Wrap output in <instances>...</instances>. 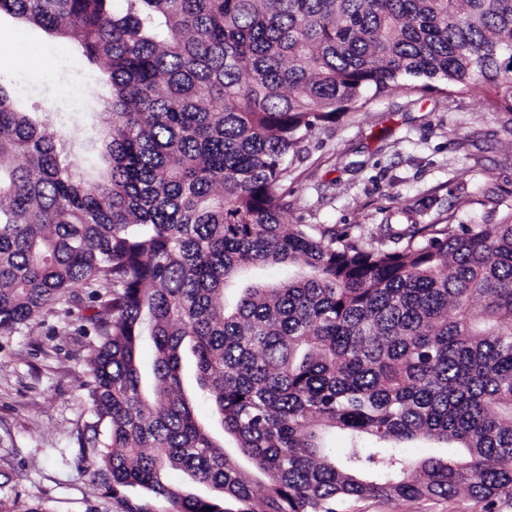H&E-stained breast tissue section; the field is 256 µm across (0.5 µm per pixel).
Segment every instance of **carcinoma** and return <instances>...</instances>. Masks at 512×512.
<instances>
[{
  "label": "carcinoma",
  "mask_w": 512,
  "mask_h": 512,
  "mask_svg": "<svg viewBox=\"0 0 512 512\" xmlns=\"http://www.w3.org/2000/svg\"><path fill=\"white\" fill-rule=\"evenodd\" d=\"M111 86L106 176L0 85V331L91 289L86 471L173 512L465 495L512 512V223L284 224L288 155L404 78L512 111V0H0ZM286 281L241 285L257 265ZM155 349L153 383L138 364ZM196 383L227 447L200 422ZM334 430L345 448L324 443ZM459 449L412 464L401 445ZM179 469L199 495L167 480Z\"/></svg>",
  "instance_id": "1"
}]
</instances>
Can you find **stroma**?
Here are the masks:
<instances>
[{"instance_id": "1", "label": "stroma", "mask_w": 512, "mask_h": 512, "mask_svg": "<svg viewBox=\"0 0 512 512\" xmlns=\"http://www.w3.org/2000/svg\"><path fill=\"white\" fill-rule=\"evenodd\" d=\"M0 81L28 79L49 101L52 127L82 176L101 166L104 77L82 64L68 39L0 17ZM287 224H333L379 236L383 225L512 222V111L488 106L479 89L425 88L405 80L367 92L316 129L288 161ZM93 312L87 289L44 309L17 332L0 333V501L17 512H126L142 493L113 496L85 470L95 417L85 386L97 344L83 335ZM344 512H476L456 497L399 503L348 502Z\"/></svg>"}]
</instances>
